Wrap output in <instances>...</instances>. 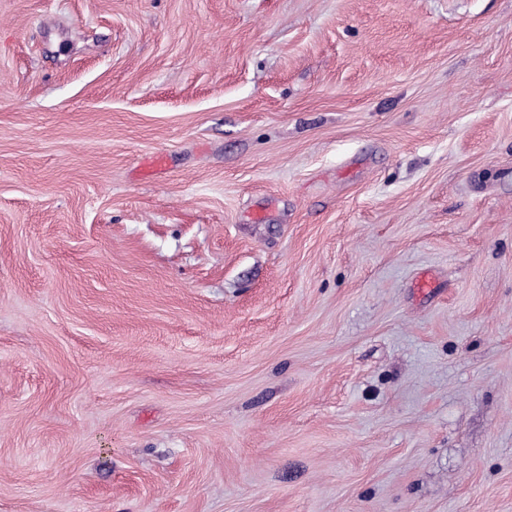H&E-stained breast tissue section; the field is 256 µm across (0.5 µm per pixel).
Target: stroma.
I'll use <instances>...</instances> for the list:
<instances>
[{"instance_id": "1", "label": "stroma", "mask_w": 512, "mask_h": 512, "mask_svg": "<svg viewBox=\"0 0 512 512\" xmlns=\"http://www.w3.org/2000/svg\"><path fill=\"white\" fill-rule=\"evenodd\" d=\"M0 512H512V0H0Z\"/></svg>"}]
</instances>
